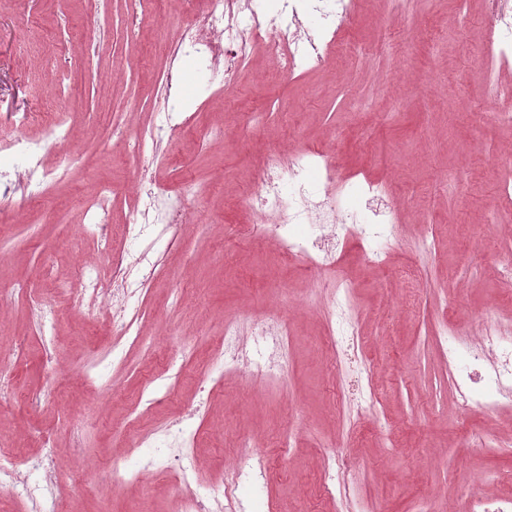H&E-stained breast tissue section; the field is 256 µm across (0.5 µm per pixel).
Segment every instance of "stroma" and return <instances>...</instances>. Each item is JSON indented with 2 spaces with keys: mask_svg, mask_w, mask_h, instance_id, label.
<instances>
[{
  "mask_svg": "<svg viewBox=\"0 0 512 512\" xmlns=\"http://www.w3.org/2000/svg\"><path fill=\"white\" fill-rule=\"evenodd\" d=\"M188 9L186 0H152L135 29L128 0H0V113L55 112L70 132L46 157L54 180L37 195L0 198V344L23 339L14 387L47 396L34 414L0 406V448L22 461L53 433L58 487L85 479L81 512H176L166 480L106 495L87 477L111 459L135 465L141 437L178 415L195 436L206 487L230 471L238 436L266 441L261 454L276 478L240 485L234 512H415L421 502L432 512H466L473 493L512 488L500 476L512 470L511 455L464 447L466 431L489 422L457 410L435 339L447 321L474 332L475 314L487 307L512 328V295L499 276L512 231L496 214L498 186L512 177V126L475 120L493 106V85L512 87V64L491 77L469 54L483 42L487 0H362L351 46L334 66L287 80L258 52L220 98L206 67L181 59L191 128L165 145V161L148 164L127 146L160 120L151 92ZM120 112L132 120L117 138ZM311 145L341 159L355 182L386 183L406 201L404 244L390 252L388 268H367L353 242L341 270L354 286L356 351L382 393L379 422L342 403L348 371L324 350L325 290L311 288L272 242L237 232L252 214L234 199L261 157L274 146ZM144 165L153 185L182 194L192 222L176 246L158 232L145 241L161 272L131 303L143 336L117 365L108 312L89 326L63 291L85 261L111 280L114 255L129 247ZM103 187L108 251L86 229L89 196ZM428 231L432 256L420 247ZM32 295L61 311L51 336L34 323ZM264 314L290 319L294 330L286 382L209 378L221 396L201 405L198 386L224 318ZM181 335L190 346L177 368L173 339ZM161 385L174 391L165 406L151 407L149 393ZM76 419L85 423L78 449L66 430ZM288 431L293 447H276ZM332 455L353 464L349 498L317 487Z\"/></svg>",
  "mask_w": 512,
  "mask_h": 512,
  "instance_id": "obj_1",
  "label": "stroma"
}]
</instances>
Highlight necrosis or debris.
Returning a JSON list of instances; mask_svg holds the SVG:
<instances>
[{
    "label": "necrosis or debris",
    "instance_id": "obj_1",
    "mask_svg": "<svg viewBox=\"0 0 512 512\" xmlns=\"http://www.w3.org/2000/svg\"><path fill=\"white\" fill-rule=\"evenodd\" d=\"M192 20L173 38L168 54L173 62L163 80L164 107L172 122L149 126L137 142V153H151L160 158L164 142L179 135L184 128L177 122L179 100L174 92L180 82L175 62L185 56L213 61L212 84L216 91L232 84L240 71L248 67L256 44H263L266 55L276 63L286 78L310 67L326 66L330 59L328 44L305 33L301 26L297 0H189ZM487 35L479 51L481 62L512 57V0H493ZM51 140L11 139L8 150L16 157L13 165L0 166V196L8 198L19 191L38 189L51 177L44 158L53 144L65 142L57 121H50ZM352 173L318 147L265 155L248 194L238 203L255 213L242 230L251 237L268 238L277 244L286 258H299L310 277L338 269L349 242H358L363 259L371 265H384L394 246L402 242L397 222L399 205L389 190L378 184H366L361 194L365 209L349 203ZM139 212L127 234L140 240L162 224L172 236H182L190 219L178 199L165 190L149 192L136 204ZM157 273L156 264L137 267L121 255L112 260V280L94 277L90 264L79 267V277L70 299L84 307L88 321L98 317L90 300L103 299L112 313L110 344L113 360H120L125 341L138 338L141 330L128 312V300L137 292L138 283ZM355 305L347 281L336 282L327 299V309L336 322V334L328 338L335 345L337 337L357 336L353 317ZM478 335L453 333L447 347L449 358L465 355V372L450 375L459 410H480L488 419L512 411V332L504 330L494 309L478 313ZM291 332L287 322L275 316L252 317L249 329H242L238 317L225 318L216 339L213 354L215 370L241 371L254 379L281 384L288 371ZM165 447L145 457L134 469L123 471L118 464L96 470L92 475L101 491L110 492L125 481H147L173 472L169 490L180 506L179 512H222L218 497L204 493L197 482V470L188 436L180 420L170 421L164 429ZM257 440L239 437L236 463L230 485L246 481L268 484L270 472L256 454ZM40 452L17 464L8 453L0 452V493L37 504L38 512H59L52 490L58 471V456L50 437H43Z\"/></svg>",
    "mask_w": 512,
    "mask_h": 512
}]
</instances>
